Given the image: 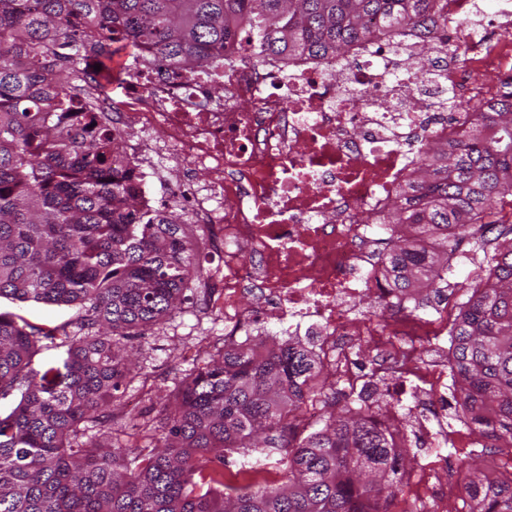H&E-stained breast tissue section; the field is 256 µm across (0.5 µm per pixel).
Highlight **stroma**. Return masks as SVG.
Returning <instances> with one entry per match:
<instances>
[{"label": "stroma", "instance_id": "obj_1", "mask_svg": "<svg viewBox=\"0 0 512 512\" xmlns=\"http://www.w3.org/2000/svg\"><path fill=\"white\" fill-rule=\"evenodd\" d=\"M227 334L223 313L206 308L202 289L195 287L162 329L134 341L126 353L136 361L141 373L121 389L114 403L126 414L116 425L121 440H128L133 434L134 424L157 418L163 405L173 399L180 381L203 366L209 352L223 347ZM448 414L449 437H464L467 445L449 454H435L428 441L414 430L419 412L410 411L409 423L404 427L405 470L415 472L431 460L437 466L431 476L401 486L389 506L390 512H413L415 506L441 499L456 504L464 497L468 483L512 475V452L487 447L477 426L458 419L456 407H449Z\"/></svg>", "mask_w": 512, "mask_h": 512}]
</instances>
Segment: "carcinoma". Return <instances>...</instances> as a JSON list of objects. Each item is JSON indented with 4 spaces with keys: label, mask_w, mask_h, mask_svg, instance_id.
Returning <instances> with one entry per match:
<instances>
[{
    "label": "carcinoma",
    "mask_w": 512,
    "mask_h": 512,
    "mask_svg": "<svg viewBox=\"0 0 512 512\" xmlns=\"http://www.w3.org/2000/svg\"><path fill=\"white\" fill-rule=\"evenodd\" d=\"M448 0H0V299L76 307L45 330L0 311V512H388L403 455L360 395L336 408V383L301 341L224 348L180 382L155 443L113 441L112 403L137 377L123 341L160 326L199 277L184 225L137 203L112 168L114 142L57 87L87 63L112 80L116 44L149 47L185 73L211 64L234 32L260 61L350 54L375 33L448 34ZM450 147L417 167L421 197L401 198L382 239L414 310L448 297L470 263L448 330L458 403L494 448L512 450V80ZM61 349L36 362L43 341ZM320 405L311 423L302 406ZM97 429L94 435L89 434ZM273 461L286 481L237 486ZM448 512H512V476L466 487Z\"/></svg>",
    "instance_id": "carcinoma-1"
}]
</instances>
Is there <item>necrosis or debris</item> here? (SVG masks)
<instances>
[{
  "mask_svg": "<svg viewBox=\"0 0 512 512\" xmlns=\"http://www.w3.org/2000/svg\"><path fill=\"white\" fill-rule=\"evenodd\" d=\"M493 8L503 31L490 39L475 0H448V24L472 73L470 97L484 104L498 94L495 76L512 70V0H494ZM420 58L432 79H402ZM458 79L437 40L376 38L357 54L262 64L250 43L235 38L215 63L188 76L141 48L118 97L100 93L85 69L80 100L111 132L112 165L131 175L145 204L153 202L148 173L176 174L184 223L201 249L223 254L204 285L216 291L225 325L317 337L316 355L347 391L360 393L364 379L341 337L381 341L380 322H402L406 346L396 364L374 370L380 379L397 372L415 406L435 411L417 429L438 440L448 429V362L422 358L416 344L447 335L448 315L437 309L426 319L412 312L410 296L384 295L389 273L375 227L390 200L412 188L426 144L455 140L468 127L470 110L448 108ZM131 126L141 133L132 143L125 139ZM199 169L207 173L201 186L190 176ZM366 293L384 295L383 319L352 315Z\"/></svg>",
  "mask_w": 512,
  "mask_h": 512,
  "instance_id": "1",
  "label": "necrosis or debris"
}]
</instances>
